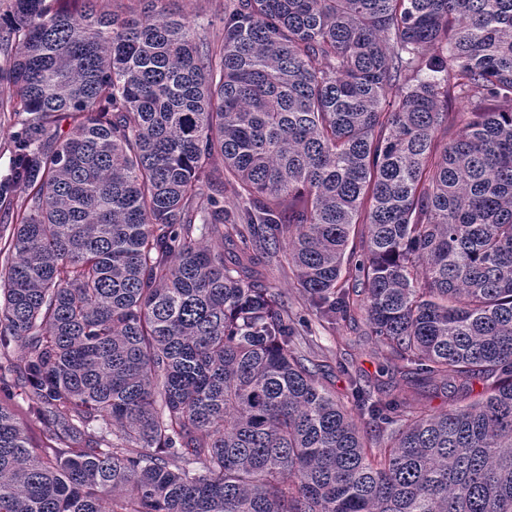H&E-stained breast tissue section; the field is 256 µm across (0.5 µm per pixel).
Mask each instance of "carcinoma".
Instances as JSON below:
<instances>
[{"label": "carcinoma", "instance_id": "carcinoma-1", "mask_svg": "<svg viewBox=\"0 0 512 512\" xmlns=\"http://www.w3.org/2000/svg\"><path fill=\"white\" fill-rule=\"evenodd\" d=\"M55 2L0 15V512H512V0ZM226 0H163L162 7L186 18L198 38L213 48L224 40V3ZM15 131L13 121H9L7 114L5 117L2 114L0 117V180L9 173L11 167L12 142L10 135ZM291 274L274 271L268 277L271 286L278 292L288 307L289 313L304 321L303 327L309 339L318 345L327 357L325 380L338 393L350 392V376H357L366 384L377 386L379 365L378 349L365 335L366 326L360 316L352 324L341 326L336 332L324 329L315 312H312L299 290L293 287ZM1 397L4 398L3 395H1L0 393V401ZM4 399L5 402L11 408L12 412L14 413L17 421L27 430L28 435L32 439V441H38L40 436L41 424L37 422L33 417H31L27 410L26 404L21 400V398L6 397Z\"/></svg>", "mask_w": 512, "mask_h": 512}]
</instances>
